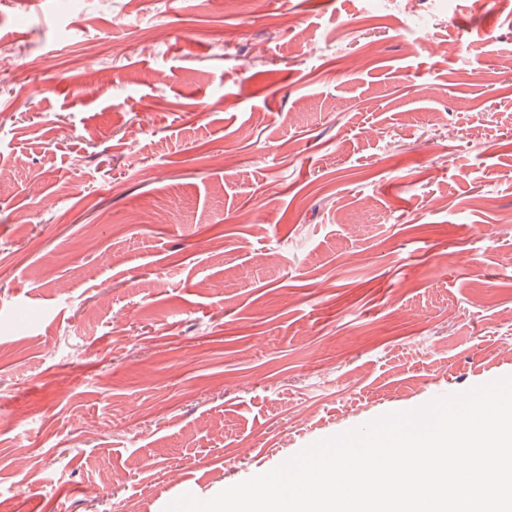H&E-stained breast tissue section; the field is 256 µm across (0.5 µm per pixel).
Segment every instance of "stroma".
Returning <instances> with one entry per match:
<instances>
[{"mask_svg": "<svg viewBox=\"0 0 512 512\" xmlns=\"http://www.w3.org/2000/svg\"><path fill=\"white\" fill-rule=\"evenodd\" d=\"M16 42L0 512H164L512 376L499 0H45ZM87 42L89 45L84 53L72 59V66L81 72H89L98 67L101 58L110 52L100 48L99 44L95 43V40H87Z\"/></svg>", "mask_w": 512, "mask_h": 512, "instance_id": "1", "label": "stroma"}]
</instances>
